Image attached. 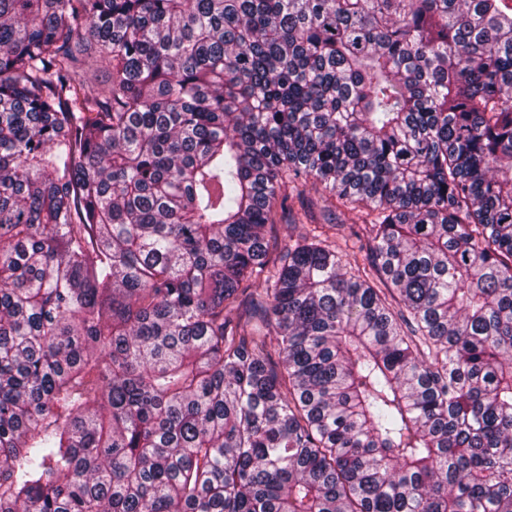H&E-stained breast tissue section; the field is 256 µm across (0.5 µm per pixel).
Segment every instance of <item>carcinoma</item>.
<instances>
[{
  "instance_id": "carcinoma-1",
  "label": "carcinoma",
  "mask_w": 512,
  "mask_h": 512,
  "mask_svg": "<svg viewBox=\"0 0 512 512\" xmlns=\"http://www.w3.org/2000/svg\"><path fill=\"white\" fill-rule=\"evenodd\" d=\"M0 512H512V0H0Z\"/></svg>"
}]
</instances>
